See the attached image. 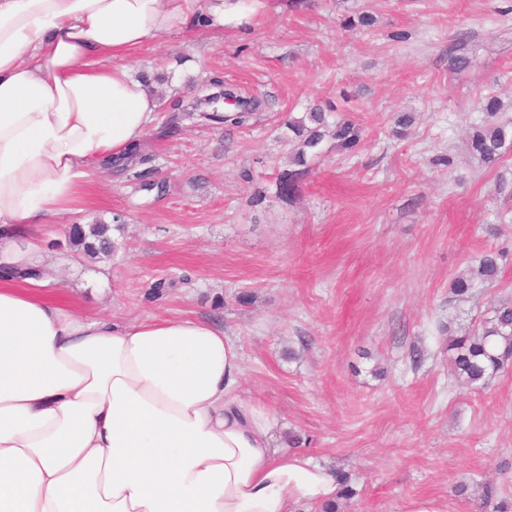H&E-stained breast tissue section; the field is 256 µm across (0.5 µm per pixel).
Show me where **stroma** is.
Instances as JSON below:
<instances>
[{"label": "stroma", "mask_w": 512, "mask_h": 512, "mask_svg": "<svg viewBox=\"0 0 512 512\" xmlns=\"http://www.w3.org/2000/svg\"><path fill=\"white\" fill-rule=\"evenodd\" d=\"M365 11L374 24H358ZM461 32L472 64L457 72L448 43ZM136 71L155 74L159 103L139 158L96 171L38 229L63 296L118 322L221 325L243 354V396L277 412L298 454L348 475L342 512L427 496L483 512L489 488L512 503V361L482 390L448 366L449 336L512 297V145L491 168L466 150L484 97L512 89V0H263L221 35L175 29ZM214 76L264 100L257 120L173 124ZM316 105L361 140L324 138L288 203L286 123ZM403 113L414 122L399 135ZM96 217L120 218V250L75 257L69 225ZM490 249L503 255L495 286L455 298L454 276ZM158 279L169 286L154 298Z\"/></svg>", "instance_id": "1"}]
</instances>
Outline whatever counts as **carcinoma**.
I'll return each mask as SVG.
<instances>
[{"label": "carcinoma", "mask_w": 512, "mask_h": 512, "mask_svg": "<svg viewBox=\"0 0 512 512\" xmlns=\"http://www.w3.org/2000/svg\"><path fill=\"white\" fill-rule=\"evenodd\" d=\"M464 34L456 35L448 44V59L453 70L465 69L470 61L463 52ZM202 96L198 101L211 102L224 96H232L240 103L247 104L242 111L226 116L218 111L192 112L184 110L182 119L207 121L214 124H229L246 127L254 118V112L261 110L262 101L255 97H243L236 88L224 85L218 78H212L200 86ZM503 101L497 95L485 99L482 123L471 127L468 140L470 153L489 167L495 166L502 156V149L512 143V122L499 120ZM327 125L326 113L315 108L288 120V130L297 141V148L288 168L277 176L279 196L290 201L299 193L301 185L311 171V162L318 156L319 146L324 140ZM337 146L349 149L359 141V128L350 121L336 125L334 133ZM111 225L96 221L85 227L75 226L70 241L81 253L90 258L112 257L118 246L111 239ZM501 255L486 251L477 264L466 275L453 279L451 292L458 298L471 294L476 284L491 285L498 279ZM449 361L455 376L465 385L484 388L501 371L504 364L512 359V303L503 301L495 306L489 316L482 320L479 328L471 333L451 339Z\"/></svg>", "instance_id": "carcinoma-1"}]
</instances>
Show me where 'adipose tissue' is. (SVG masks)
<instances>
[{
    "label": "adipose tissue",
    "instance_id": "ef3b65f1",
    "mask_svg": "<svg viewBox=\"0 0 512 512\" xmlns=\"http://www.w3.org/2000/svg\"><path fill=\"white\" fill-rule=\"evenodd\" d=\"M250 12L246 0H0V512L335 502V476L285 451L276 412L242 397V354L222 327L79 313L36 233L153 127L137 52Z\"/></svg>",
    "mask_w": 512,
    "mask_h": 512
}]
</instances>
